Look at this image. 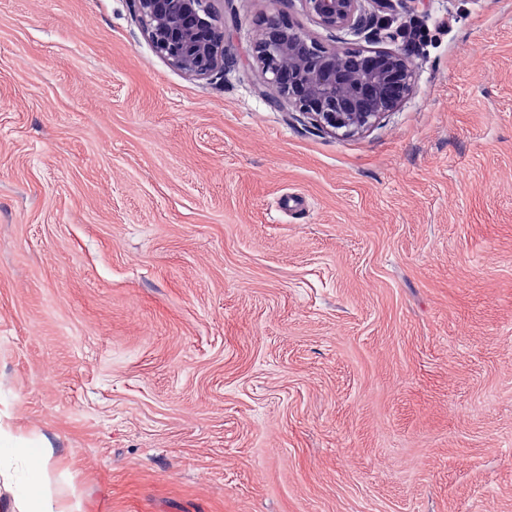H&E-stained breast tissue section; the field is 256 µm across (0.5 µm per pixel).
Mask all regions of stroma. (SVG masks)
<instances>
[{"label": "stroma", "instance_id": "obj_1", "mask_svg": "<svg viewBox=\"0 0 512 512\" xmlns=\"http://www.w3.org/2000/svg\"><path fill=\"white\" fill-rule=\"evenodd\" d=\"M0 0V423L81 512H512V0H397L412 95L336 136L212 0ZM157 53L190 76H211L224 65V32L210 0H134Z\"/></svg>", "mask_w": 512, "mask_h": 512}]
</instances>
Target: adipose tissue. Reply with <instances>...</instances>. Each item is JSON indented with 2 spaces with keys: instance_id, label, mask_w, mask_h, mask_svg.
I'll return each instance as SVG.
<instances>
[{
  "instance_id": "adipose-tissue-1",
  "label": "adipose tissue",
  "mask_w": 512,
  "mask_h": 512,
  "mask_svg": "<svg viewBox=\"0 0 512 512\" xmlns=\"http://www.w3.org/2000/svg\"><path fill=\"white\" fill-rule=\"evenodd\" d=\"M5 453L23 464L21 470L9 475L17 488L13 503L16 512H80L79 503L59 508L52 497L32 496V489L39 487L44 480L47 469L44 461L34 458L25 448L19 446L6 448Z\"/></svg>"
}]
</instances>
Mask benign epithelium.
<instances>
[{
  "label": "benign epithelium",
  "mask_w": 512,
  "mask_h": 512,
  "mask_svg": "<svg viewBox=\"0 0 512 512\" xmlns=\"http://www.w3.org/2000/svg\"><path fill=\"white\" fill-rule=\"evenodd\" d=\"M372 1L391 11L392 0H301L320 28L352 37L373 25L385 30L392 17L370 15ZM157 53L187 74L204 78L224 65V32L210 0H134ZM252 53L274 103L288 102L334 135L366 131L409 98L414 64L399 50L354 47L344 38L325 45L285 17L259 21Z\"/></svg>",
  "instance_id": "7a95c632"
}]
</instances>
